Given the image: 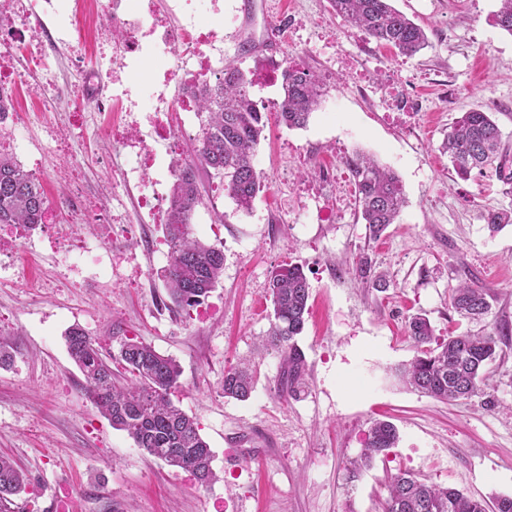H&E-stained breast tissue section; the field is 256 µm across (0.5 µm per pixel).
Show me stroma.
I'll use <instances>...</instances> for the list:
<instances>
[{"label": "stroma", "mask_w": 512, "mask_h": 512, "mask_svg": "<svg viewBox=\"0 0 512 512\" xmlns=\"http://www.w3.org/2000/svg\"><path fill=\"white\" fill-rule=\"evenodd\" d=\"M430 40L412 58L354 33L328 0H224V58L252 75L251 93L267 126L254 156L266 188L250 213L237 211L218 178L203 175L191 220L195 237L217 245L224 272L205 301L188 310L166 294V253L135 233L112 241V270L90 282L58 279L61 256L48 243L20 244V270L0 278V339L13 363L0 368V455L24 470L18 512H57L59 493L74 512H382L390 475L492 498L512 496V339L488 367L489 385L468 399L442 402L406 386L395 369L415 354L407 320L426 314L435 340L453 330L512 326V224L490 233L488 211L512 208L494 179L457 177L441 144L463 112L493 113L512 137V35L495 27L497 0H393ZM293 21L287 40L273 31ZM293 56L326 86L307 125L278 123L281 86L260 77L266 58ZM398 84L418 109L408 117L384 105ZM104 144L103 164L83 169L93 189L117 179L124 154L105 132H73ZM393 169L404 188L397 223L372 240L347 164L358 153ZM335 169L332 181L318 171ZM384 275L365 283L360 257ZM142 275L130 279L131 264ZM310 284L309 314L298 338L306 385H280L281 355L266 345L269 284L286 265ZM492 289L488 316L470 323L449 307L462 271ZM80 326L104 353L129 337L172 357L182 375L171 395L192 416L213 452L206 486L148 456L113 428L84 391L64 333ZM256 367L248 400L225 396V370ZM387 420L398 441L360 480L358 459L370 427Z\"/></svg>", "instance_id": "1"}]
</instances>
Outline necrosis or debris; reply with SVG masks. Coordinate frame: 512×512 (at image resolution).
Instances as JSON below:
<instances>
[{
	"mask_svg": "<svg viewBox=\"0 0 512 512\" xmlns=\"http://www.w3.org/2000/svg\"><path fill=\"white\" fill-rule=\"evenodd\" d=\"M60 0H0V89L10 88L21 75H29L50 87L40 99L36 118L47 123L53 137L49 146L51 164L40 156L26 154L32 174L67 188V193L46 210L39 227L17 224L0 225V274L8 273L19 244L42 238L53 250L61 252L67 271L79 273L90 267V246L81 227L111 232L113 225L127 223L126 214L112 205L90 196L80 182L74 160L56 136L60 127H72L75 118H102L113 99H130L131 91L121 79L124 69L145 58L163 60L164 86L181 87L177 96L156 94L148 126H141L134 115L112 127L111 134L126 156L125 181L142 180L155 165L157 154L149 150L141 135L149 129L153 140L163 146L166 155H179L189 130L172 129L164 120L170 112H192L196 105L187 88L192 83L215 82L224 75V49L215 29L197 24L199 13L224 11L220 0H169V12L180 14L179 25H168L158 13L143 10L139 0H72L63 23H56ZM69 49L79 69L77 85L81 105L76 113L63 111L62 105L72 93L58 85L55 56ZM111 80L113 96L101 91L104 80ZM67 211L69 223L57 233L60 211Z\"/></svg>",
	"mask_w": 512,
	"mask_h": 512,
	"instance_id": "4bbe7bcc",
	"label": "necrosis or debris"
}]
</instances>
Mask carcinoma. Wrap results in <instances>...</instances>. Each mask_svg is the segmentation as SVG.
I'll list each match as a JSON object with an SVG mask.
<instances>
[{"mask_svg": "<svg viewBox=\"0 0 512 512\" xmlns=\"http://www.w3.org/2000/svg\"><path fill=\"white\" fill-rule=\"evenodd\" d=\"M493 15L496 27L512 35V0H499ZM336 15L361 28L368 37L389 46L407 58L429 47L424 29L392 6V0H330ZM282 97L277 118L288 128L306 125L325 90L320 77L293 58H285ZM252 79L241 69L226 65L217 88L192 86L201 129L193 153L174 173L165 237L171 244L165 287L171 300L182 308L195 307L216 287L224 270L223 252L193 236L190 218L201 191L199 171L216 172L224 192L237 209L250 212L266 185L256 171L253 157L265 129V113L247 92ZM442 149L456 175L467 180L472 173L490 169L503 191L512 195V147L492 113L472 110L454 123ZM355 178L361 216L369 237L376 240L396 223L404 203L403 188L396 173L366 155L348 161ZM47 204L39 181L15 160L0 155V224H41ZM492 231L512 223V211L492 210L485 215ZM271 327L267 343L283 355L280 384L297 392L306 376V361L297 344L308 314L310 286L303 269L289 265L271 279ZM491 289L470 278L460 281L449 295V306L458 315L481 319L491 310ZM408 335L416 356L399 369L402 379L440 401L472 397L481 391L486 367L496 359L506 335L495 327L484 334H450L435 348L429 347L434 330L429 318L412 315ZM67 350L85 379V391L99 411L122 430L147 455L185 470L202 486L214 479L213 453L201 437L196 421L170 398L179 383L181 369L171 357L151 346L125 338L118 357L104 355L96 342L79 326L65 333ZM117 359L132 379L112 369ZM254 385L253 372L232 367L224 372V396L245 400ZM395 426L378 421L370 429L360 458L346 468L347 481H357L374 459L395 447ZM27 476L7 457H0V512H12L14 497L25 491ZM512 512V496L487 502L456 488L427 484L409 473H397L388 481L383 512Z\"/></svg>", "mask_w": 512, "mask_h": 512, "instance_id": "obj_1", "label": "carcinoma"}]
</instances>
